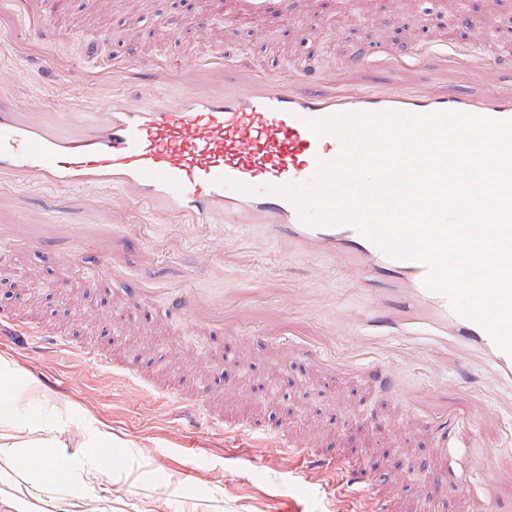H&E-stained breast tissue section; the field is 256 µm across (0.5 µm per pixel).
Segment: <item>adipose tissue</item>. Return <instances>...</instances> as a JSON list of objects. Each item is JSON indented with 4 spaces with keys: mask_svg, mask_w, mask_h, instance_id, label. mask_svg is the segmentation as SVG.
Returning a JSON list of instances; mask_svg holds the SVG:
<instances>
[{
    "mask_svg": "<svg viewBox=\"0 0 512 512\" xmlns=\"http://www.w3.org/2000/svg\"><path fill=\"white\" fill-rule=\"evenodd\" d=\"M60 445L47 440L39 447L20 452L10 445L0 446V482L11 483L15 475L24 472H37L40 485H61L69 480L67 467L58 460Z\"/></svg>",
    "mask_w": 512,
    "mask_h": 512,
    "instance_id": "1",
    "label": "adipose tissue"
}]
</instances>
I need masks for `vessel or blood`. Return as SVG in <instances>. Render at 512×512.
Instances as JSON below:
<instances>
[{"label":"vessel or blood","mask_w":512,"mask_h":512,"mask_svg":"<svg viewBox=\"0 0 512 512\" xmlns=\"http://www.w3.org/2000/svg\"><path fill=\"white\" fill-rule=\"evenodd\" d=\"M8 4L22 25L10 54L45 84L69 70L58 43L30 49L45 15L29 12L22 0ZM434 60L461 78L489 68L483 57L459 56L445 44L408 59L379 53L372 65L400 74ZM175 77L184 90L173 100L165 89ZM325 82L324 66L315 58L284 71H264L220 52L195 59L186 70L170 59L142 65L88 57L79 68L80 93L49 112L19 111L0 83V186L47 188L60 202H83L89 221L114 224L118 218L108 202H85L80 196L88 187H108L136 207L146 223L185 227L212 244L225 225L241 224L256 230L250 248L276 241L285 245L289 258L317 253L338 264L351 263L360 292L371 297L368 311L334 318L327 334L338 340L337 349L325 353L309 343L300 346L301 355L328 380L351 376L385 397L391 408L411 409L401 428L428 433L437 442L472 445L476 434L465 431L458 414L415 396L401 363L420 364L424 351L454 348L458 380L478 383L486 400L477 415L484 422L499 406L493 386L512 385V356L480 325L455 314L445 296L425 289L422 264L386 257L352 227L303 224L295 205L274 189L312 180L319 162L334 160L341 151L335 135H315L307 120L382 110L459 111L506 120L512 119V87L484 93L439 84L336 90ZM236 181L255 187V194L233 189ZM70 233L67 224H1L0 252L17 246L52 249ZM102 263L112 281L131 285L133 301H140L144 290L137 275L111 255H103ZM154 291L170 317L191 318L212 332L233 327L224 315L223 297L162 281ZM294 337L287 319L275 315L257 340L289 344ZM52 341L68 352L92 356L100 367L112 364L107 355L70 337L56 333ZM241 429L297 458L308 478L341 471L348 495L340 506L353 499L357 512H393L404 475L391 476V491L379 493L360 469L324 455L317 441L295 438L286 424L260 427L246 421ZM467 470L484 484L479 512H499L498 485L504 474H512V449L469 459ZM451 493L469 497L470 483L449 467L429 494L438 499Z\"/></svg>","instance_id":"vessel-or-blood-1"}]
</instances>
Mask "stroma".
Here are the masks:
<instances>
[{
    "instance_id": "35a3bbf8",
    "label": "stroma",
    "mask_w": 512,
    "mask_h": 512,
    "mask_svg": "<svg viewBox=\"0 0 512 512\" xmlns=\"http://www.w3.org/2000/svg\"><path fill=\"white\" fill-rule=\"evenodd\" d=\"M34 2L47 10L48 33L60 48L91 42L104 59L116 53L141 64L163 58L187 64L224 50L259 67H292L315 57L332 75L370 45L391 53L399 41L410 54L441 40L486 53L501 82L512 80V0H500L492 21L478 6L465 26L449 23L448 0H269L264 10L249 0ZM174 13L182 28L178 39L167 41L162 23ZM21 33L10 16H0V82L26 109L38 103L37 85L6 51ZM49 197L41 189L0 188V224L40 219ZM59 220L74 228L60 259L64 276L46 270L40 254L12 252L0 261V314L75 332L84 344L107 350L113 368H91L80 355L12 334L0 342V359L9 364L7 379H0V425L22 449L36 438L60 442L71 474L68 483L45 487L30 512H336L332 480L304 481L295 460L244 446L233 430L239 417L282 421L292 409L299 412L292 433L309 439L323 434L325 419H335L337 454L364 463L379 484L394 472L393 447L428 472L443 469L435 442L415 431L398 433L376 394L353 383L328 388L283 346L211 337L190 322L161 319L156 307L141 316L126 295L98 285V244L83 229L85 213L70 209ZM126 220L133 242L124 256L142 281L163 279L201 293L223 289L225 309L251 324L280 312L313 331L331 321L326 298L353 312L369 304L349 269L313 257L284 262L275 242L242 261L249 229L210 247L171 226L141 223L131 211ZM203 250L207 266L192 270L186 256ZM37 273L40 287H26ZM136 356L158 385L187 398L207 390L223 428L190 425L171 399L124 380V366ZM106 447L120 461L110 472L91 456ZM256 457L262 468H254Z\"/></svg>"
}]
</instances>
